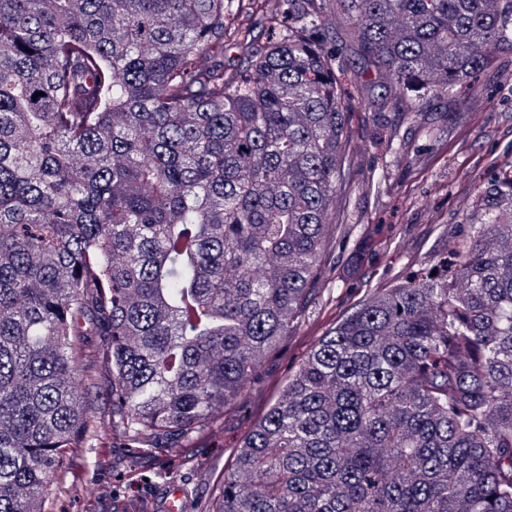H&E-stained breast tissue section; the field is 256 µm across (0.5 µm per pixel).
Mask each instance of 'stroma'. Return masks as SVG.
I'll use <instances>...</instances> for the list:
<instances>
[{"label":"stroma","mask_w":512,"mask_h":512,"mask_svg":"<svg viewBox=\"0 0 512 512\" xmlns=\"http://www.w3.org/2000/svg\"><path fill=\"white\" fill-rule=\"evenodd\" d=\"M326 28L347 62L340 81L342 98L350 106L347 182L336 204L347 228L337 235L328 257L331 274L317 283L321 293H333L336 311L331 314L310 304L293 336L268 354L262 381L225 411L198 447L168 449L188 512H203L217 496L233 449L240 447L336 314L350 310L360 295L394 287L428 268L448 237L463 230L475 193L504 163L512 162L511 57L500 58L472 85L432 99L430 122L422 126L399 119L389 107L375 113L363 93L365 76L354 62L348 22L332 14ZM363 224L392 225L391 246L359 256ZM128 465L123 438L110 420L98 418L94 441L73 449L70 461L53 475L45 512H86L92 502L100 512H110L113 500L124 496L159 500L165 482H130Z\"/></svg>","instance_id":"1"}]
</instances>
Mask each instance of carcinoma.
Wrapping results in <instances>:
<instances>
[{
  "label": "carcinoma",
  "mask_w": 512,
  "mask_h": 512,
  "mask_svg": "<svg viewBox=\"0 0 512 512\" xmlns=\"http://www.w3.org/2000/svg\"><path fill=\"white\" fill-rule=\"evenodd\" d=\"M259 2L0 0V512L95 411L171 480L302 318L347 178L326 8L413 121L512 56V0H278L263 40ZM213 512H512V171L310 348Z\"/></svg>",
  "instance_id": "cac0c4a2"
}]
</instances>
